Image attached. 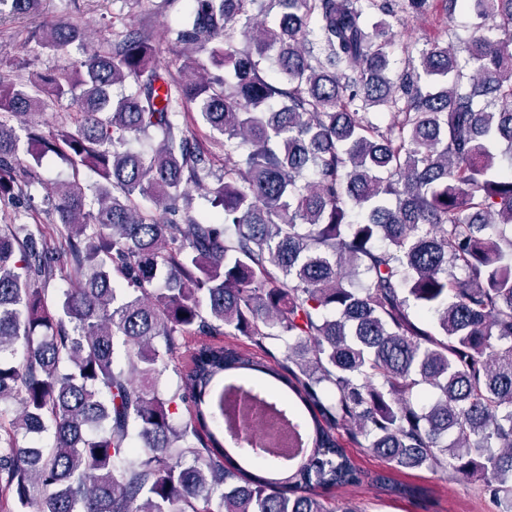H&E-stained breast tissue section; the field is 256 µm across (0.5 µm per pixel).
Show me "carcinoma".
<instances>
[{
  "label": "carcinoma",
  "mask_w": 512,
  "mask_h": 512,
  "mask_svg": "<svg viewBox=\"0 0 512 512\" xmlns=\"http://www.w3.org/2000/svg\"><path fill=\"white\" fill-rule=\"evenodd\" d=\"M256 2L187 0L174 43L209 63L178 78L134 27L0 74V205L22 216L42 156L71 168L53 223L0 226V512H356L329 497L363 481L345 435L512 512V0H445L470 33L396 73L391 20L429 0H275L273 26ZM5 7L45 51L86 41ZM49 100L71 112L45 132ZM191 114L224 149L202 218L216 157ZM228 390L298 442L264 476Z\"/></svg>",
  "instance_id": "carcinoma-1"
}]
</instances>
